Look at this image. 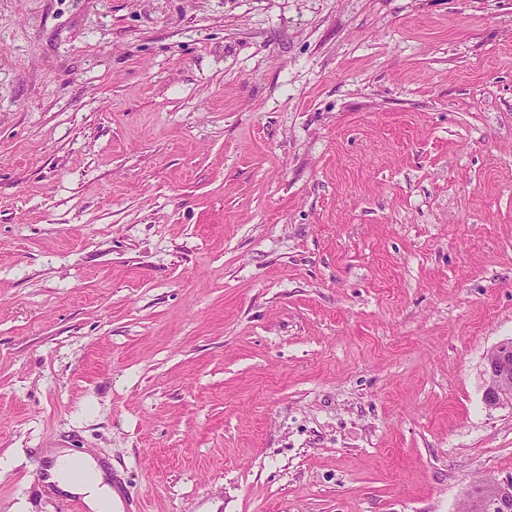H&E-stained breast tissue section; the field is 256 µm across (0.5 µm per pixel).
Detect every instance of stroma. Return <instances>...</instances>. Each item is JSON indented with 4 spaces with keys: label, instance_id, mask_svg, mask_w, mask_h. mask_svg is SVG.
I'll list each match as a JSON object with an SVG mask.
<instances>
[{
    "label": "stroma",
    "instance_id": "stroma-1",
    "mask_svg": "<svg viewBox=\"0 0 512 512\" xmlns=\"http://www.w3.org/2000/svg\"><path fill=\"white\" fill-rule=\"evenodd\" d=\"M510 340L512 0H0V512H459ZM483 401L490 408L512 405V341L496 346L483 365ZM49 456L54 464L47 470L44 480L48 489L76 494L90 512H142L141 500L135 498L126 481L112 471V481L105 468L88 455L74 454L69 448H52ZM80 467L82 477L74 478Z\"/></svg>",
    "mask_w": 512,
    "mask_h": 512
}]
</instances>
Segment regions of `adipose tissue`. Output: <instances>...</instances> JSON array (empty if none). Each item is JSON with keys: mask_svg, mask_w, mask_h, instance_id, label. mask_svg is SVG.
<instances>
[{"mask_svg": "<svg viewBox=\"0 0 512 512\" xmlns=\"http://www.w3.org/2000/svg\"><path fill=\"white\" fill-rule=\"evenodd\" d=\"M49 455L54 461L45 478L49 490L81 496L88 512H112V481L99 462L68 448L51 449Z\"/></svg>", "mask_w": 512, "mask_h": 512, "instance_id": "adipose-tissue-1", "label": "adipose tissue"}]
</instances>
